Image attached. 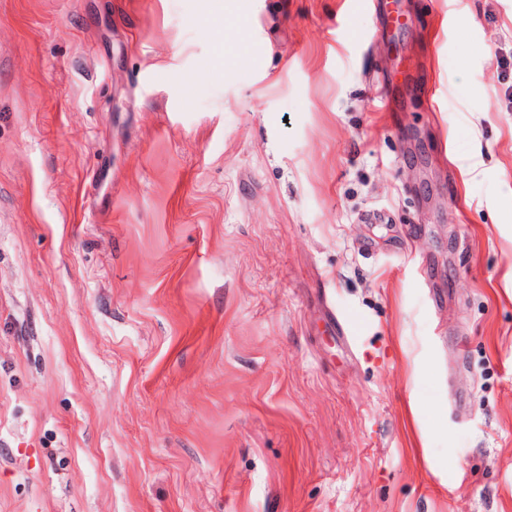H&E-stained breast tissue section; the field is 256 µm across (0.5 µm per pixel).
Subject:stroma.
Instances as JSON below:
<instances>
[{"label":"stroma","mask_w":512,"mask_h":512,"mask_svg":"<svg viewBox=\"0 0 512 512\" xmlns=\"http://www.w3.org/2000/svg\"><path fill=\"white\" fill-rule=\"evenodd\" d=\"M512 0H0V512H512Z\"/></svg>","instance_id":"1"}]
</instances>
